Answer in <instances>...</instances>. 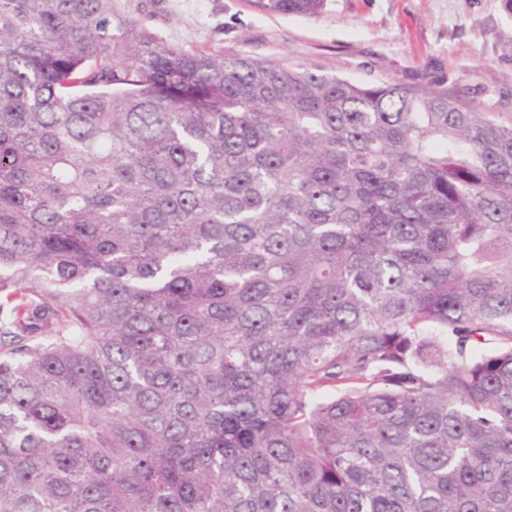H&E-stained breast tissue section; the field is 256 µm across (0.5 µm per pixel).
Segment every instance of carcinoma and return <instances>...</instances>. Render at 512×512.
<instances>
[{
	"instance_id": "carcinoma-1",
	"label": "carcinoma",
	"mask_w": 512,
	"mask_h": 512,
	"mask_svg": "<svg viewBox=\"0 0 512 512\" xmlns=\"http://www.w3.org/2000/svg\"><path fill=\"white\" fill-rule=\"evenodd\" d=\"M112 2L0 0V512H512V120Z\"/></svg>"
}]
</instances>
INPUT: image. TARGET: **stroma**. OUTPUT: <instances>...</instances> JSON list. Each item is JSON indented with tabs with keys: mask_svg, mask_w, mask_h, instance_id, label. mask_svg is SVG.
Returning a JSON list of instances; mask_svg holds the SVG:
<instances>
[{
	"mask_svg": "<svg viewBox=\"0 0 512 512\" xmlns=\"http://www.w3.org/2000/svg\"><path fill=\"white\" fill-rule=\"evenodd\" d=\"M119 14L188 51L317 64L357 81L448 92L512 119V0H326L316 16L251 0H114Z\"/></svg>",
	"mask_w": 512,
	"mask_h": 512,
	"instance_id": "1",
	"label": "stroma"
}]
</instances>
